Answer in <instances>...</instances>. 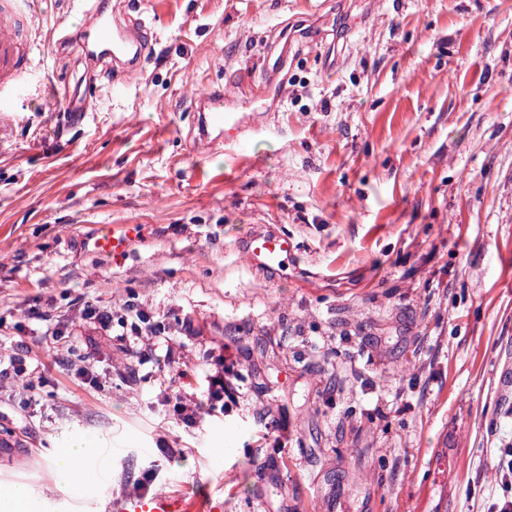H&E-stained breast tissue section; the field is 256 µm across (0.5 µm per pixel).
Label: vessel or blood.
<instances>
[{
	"label": "vessel or blood",
	"mask_w": 512,
	"mask_h": 512,
	"mask_svg": "<svg viewBox=\"0 0 512 512\" xmlns=\"http://www.w3.org/2000/svg\"><path fill=\"white\" fill-rule=\"evenodd\" d=\"M35 0H0V91L24 84L23 60L37 38ZM89 25L83 34L85 58L89 63L111 61L125 77L141 71L152 49L147 29L139 19L118 16L96 8L87 14ZM197 131L212 145L242 146L247 131L266 125V114L259 110L252 117L226 109L223 92H207L197 100ZM130 234L129 226H118L97 238V250L122 256ZM296 251L293 239L285 233L251 234L244 247L251 266L266 270L287 267ZM110 512H222L223 506L210 500H189L168 492L132 494L110 502Z\"/></svg>",
	"instance_id": "1"
}]
</instances>
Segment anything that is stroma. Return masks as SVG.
<instances>
[{"label":"stroma","mask_w":512,"mask_h":512,"mask_svg":"<svg viewBox=\"0 0 512 512\" xmlns=\"http://www.w3.org/2000/svg\"><path fill=\"white\" fill-rule=\"evenodd\" d=\"M142 13L151 58L122 96L98 70L68 136L82 48L71 0H39L42 34L0 131V367L21 355L40 394L0 388V483L36 512H105L149 492L223 512H491L512 448V0H103ZM265 131L225 153L193 141L190 94L220 89ZM131 225L128 253L95 240ZM297 243L280 271L244 263L254 232ZM178 310L129 376L85 303ZM51 320L78 327L68 351ZM181 345L205 391L211 359L239 362L228 410L187 428L156 405L155 365ZM91 360L98 386L75 371ZM80 437L88 489L47 463ZM92 83L86 82L85 87L81 93L73 92L66 99L68 100V107L70 112L68 118L70 121L81 116H85V113L90 105V98H92Z\"/></svg>","instance_id":"1"}]
</instances>
